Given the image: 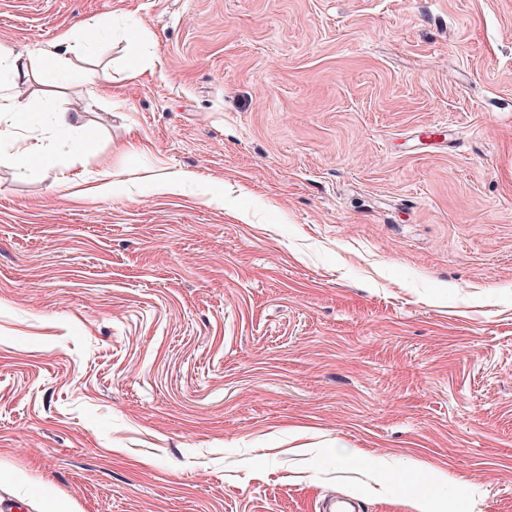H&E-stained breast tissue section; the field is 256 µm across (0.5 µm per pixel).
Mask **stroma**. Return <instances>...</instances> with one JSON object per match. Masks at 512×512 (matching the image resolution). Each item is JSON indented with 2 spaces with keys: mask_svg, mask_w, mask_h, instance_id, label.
I'll return each mask as SVG.
<instances>
[{
  "mask_svg": "<svg viewBox=\"0 0 512 512\" xmlns=\"http://www.w3.org/2000/svg\"><path fill=\"white\" fill-rule=\"evenodd\" d=\"M64 27L96 79L34 60L51 158L0 146V512H512V0H0ZM51 122L54 129L68 133L72 138L71 146L79 151L84 147L81 117L78 112H53Z\"/></svg>",
  "mask_w": 512,
  "mask_h": 512,
  "instance_id": "35a3bbf8",
  "label": "stroma"
}]
</instances>
